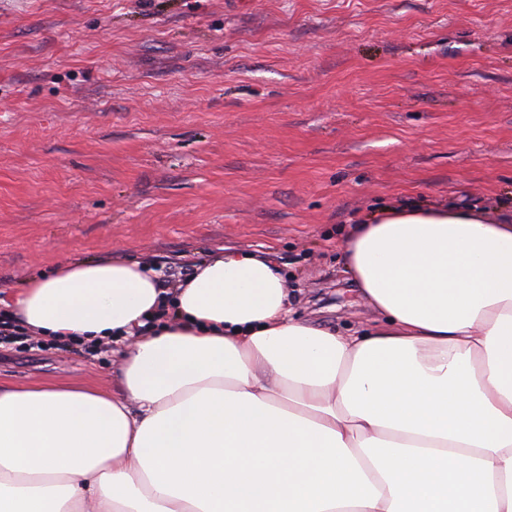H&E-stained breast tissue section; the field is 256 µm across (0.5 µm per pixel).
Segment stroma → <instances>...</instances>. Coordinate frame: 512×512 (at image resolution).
Here are the masks:
<instances>
[{
	"instance_id": "obj_1",
	"label": "stroma",
	"mask_w": 512,
	"mask_h": 512,
	"mask_svg": "<svg viewBox=\"0 0 512 512\" xmlns=\"http://www.w3.org/2000/svg\"><path fill=\"white\" fill-rule=\"evenodd\" d=\"M512 206V0H0V291L72 259L169 281L269 251L298 317H372L338 243L405 201ZM110 350L0 339V381Z\"/></svg>"
}]
</instances>
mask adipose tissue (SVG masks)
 <instances>
[{"instance_id": "ef3b65f1", "label": "adipose tissue", "mask_w": 512, "mask_h": 512, "mask_svg": "<svg viewBox=\"0 0 512 512\" xmlns=\"http://www.w3.org/2000/svg\"><path fill=\"white\" fill-rule=\"evenodd\" d=\"M340 252L347 332L260 251L27 279L26 331L132 345L108 389L0 383V512H512V212L390 205Z\"/></svg>"}]
</instances>
